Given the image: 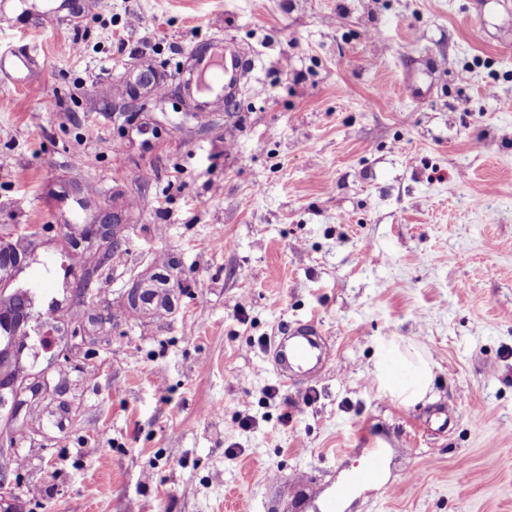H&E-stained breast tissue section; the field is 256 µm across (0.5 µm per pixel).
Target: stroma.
Returning <instances> with one entry per match:
<instances>
[{
	"label": "stroma",
	"instance_id": "35a3bbf8",
	"mask_svg": "<svg viewBox=\"0 0 512 512\" xmlns=\"http://www.w3.org/2000/svg\"><path fill=\"white\" fill-rule=\"evenodd\" d=\"M0 11L34 19L0 24V245L69 279L42 390L0 404L17 512H313L370 448L344 512H512V0ZM217 39L256 66L202 112L182 63ZM309 320L329 356L283 383L271 340ZM390 340L424 402L381 392ZM375 375L383 391L404 405L423 401L431 391L433 370L430 363L397 341L380 346Z\"/></svg>",
	"mask_w": 512,
	"mask_h": 512
}]
</instances>
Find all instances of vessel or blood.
Segmentation results:
<instances>
[{"label": "vessel or blood", "instance_id": "b4317fda", "mask_svg": "<svg viewBox=\"0 0 512 512\" xmlns=\"http://www.w3.org/2000/svg\"><path fill=\"white\" fill-rule=\"evenodd\" d=\"M244 69V57L233 44L216 40L209 47L191 51L188 68L182 78L190 97H197L206 76H214L225 95L235 94ZM274 369L280 379H287L295 370L311 373L324 358L322 344L311 325L301 324L275 336L272 343ZM384 462L381 449L366 454L361 467L348 481L326 498L322 512H340L343 501L360 485L373 481Z\"/></svg>", "mask_w": 512, "mask_h": 512}]
</instances>
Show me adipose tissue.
Returning <instances> with one entry per match:
<instances>
[{"instance_id":"1","label":"adipose tissue","mask_w":512,"mask_h":512,"mask_svg":"<svg viewBox=\"0 0 512 512\" xmlns=\"http://www.w3.org/2000/svg\"><path fill=\"white\" fill-rule=\"evenodd\" d=\"M375 375L386 394L402 404L414 405L430 392L433 370L421 354L391 341L379 348Z\"/></svg>"}]
</instances>
